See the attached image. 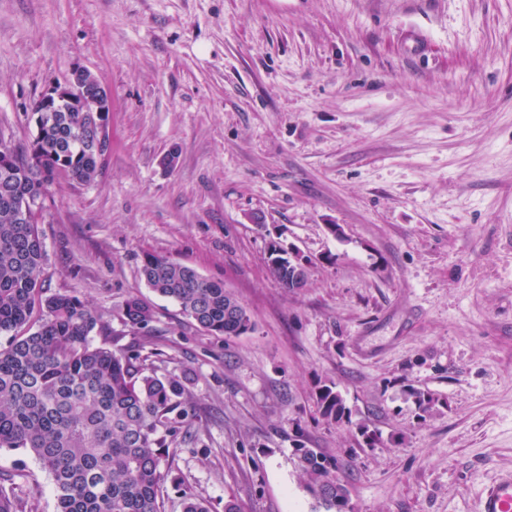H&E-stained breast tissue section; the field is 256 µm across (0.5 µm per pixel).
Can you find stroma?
I'll return each instance as SVG.
<instances>
[{
  "label": "stroma",
  "mask_w": 512,
  "mask_h": 512,
  "mask_svg": "<svg viewBox=\"0 0 512 512\" xmlns=\"http://www.w3.org/2000/svg\"><path fill=\"white\" fill-rule=\"evenodd\" d=\"M76 68L112 94V150L50 189L46 292L117 331L126 299L153 306L199 407L167 512L185 486L210 512H318L301 443L343 461L353 512H476L512 471V0H0V141L24 148ZM273 242L309 258L303 287L271 276ZM149 254L223 282L252 330L197 327ZM324 382L349 424L318 414ZM20 472L57 512L34 455L1 449Z\"/></svg>",
  "instance_id": "1"
}]
</instances>
